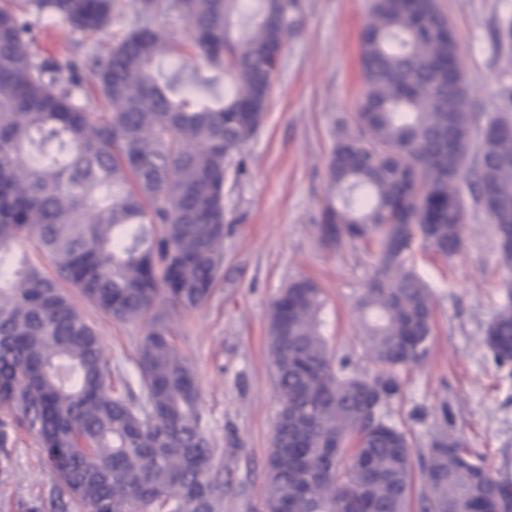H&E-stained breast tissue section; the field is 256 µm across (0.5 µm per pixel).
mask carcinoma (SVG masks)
Returning <instances> with one entry per match:
<instances>
[{"instance_id": "1", "label": "carcinoma", "mask_w": 512, "mask_h": 512, "mask_svg": "<svg viewBox=\"0 0 512 512\" xmlns=\"http://www.w3.org/2000/svg\"><path fill=\"white\" fill-rule=\"evenodd\" d=\"M123 0L0 4V473L9 430L35 435L76 512H223L224 472L202 428L195 375L163 307L189 312L224 263V182L239 176L266 111L297 0H138L137 25L102 61L44 59L34 29L52 12L84 34L104 31ZM242 34L230 33L233 14ZM189 32L173 43L155 20ZM203 56L232 95L192 106L160 81L173 52ZM457 39L436 0H373L361 34L363 92L329 161L337 203L318 225L339 247L370 241L371 282L358 302L370 366L351 367L320 331L321 288L297 279L273 300L270 367L279 398L265 512H512V482L437 426L413 452L387 419L400 373L432 342L429 288L407 268L421 240L452 257L464 245V159L473 115ZM92 76L77 103L66 78ZM472 201L495 225L498 265L512 277V113L478 145ZM53 272H48L43 261ZM104 315L145 321L137 387L61 288ZM499 368L512 365V291L486 328ZM347 461H342V457Z\"/></svg>"}]
</instances>
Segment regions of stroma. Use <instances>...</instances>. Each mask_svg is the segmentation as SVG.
<instances>
[{"mask_svg":"<svg viewBox=\"0 0 512 512\" xmlns=\"http://www.w3.org/2000/svg\"><path fill=\"white\" fill-rule=\"evenodd\" d=\"M372 0H299L258 134L245 149V171L224 184L232 232L224 238V267L201 307L171 315L175 346L193 370L202 426L224 469L223 512H264L265 463L279 408L269 369L268 313L288 282L310 278L324 292V335L335 357L365 369L356 302L372 277L365 243L324 244L316 230L331 196L328 165L339 118L352 117L362 91L360 39ZM458 36V57L469 84L476 130L500 110L512 87V0H437ZM125 7L103 32L73 31L44 15L35 31L42 55L66 48L105 57L113 37L132 19ZM179 92L204 100L227 95L231 80L202 87L194 64L162 61ZM409 266L432 292V347L424 366L404 370L389 418L423 448L440 413H447L465 447L492 471L512 479V370L497 368L485 330L505 299L497 238L484 211L466 207L463 250L450 258L415 242ZM78 310L101 337L123 375L136 379L135 358L145 334L140 322L100 313L68 288ZM9 474H0V512H57L56 477L34 435L16 431Z\"/></svg>","mask_w":512,"mask_h":512,"instance_id":"obj_1","label":"stroma"}]
</instances>
